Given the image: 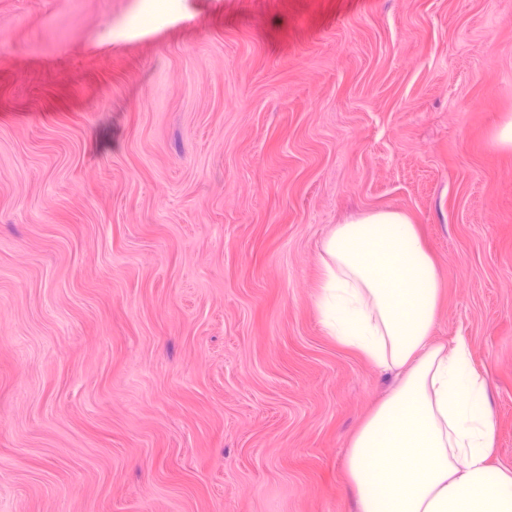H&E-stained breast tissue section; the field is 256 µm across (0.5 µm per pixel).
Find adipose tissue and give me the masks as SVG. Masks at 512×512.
I'll return each mask as SVG.
<instances>
[{
  "instance_id": "adipose-tissue-1",
  "label": "adipose tissue",
  "mask_w": 512,
  "mask_h": 512,
  "mask_svg": "<svg viewBox=\"0 0 512 512\" xmlns=\"http://www.w3.org/2000/svg\"><path fill=\"white\" fill-rule=\"evenodd\" d=\"M321 261L325 333L398 376L348 446L358 512H512V469L489 461L487 383L465 340H432L441 283L410 218L379 210L336 225Z\"/></svg>"
}]
</instances>
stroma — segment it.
I'll return each mask as SVG.
<instances>
[{
  "mask_svg": "<svg viewBox=\"0 0 512 512\" xmlns=\"http://www.w3.org/2000/svg\"><path fill=\"white\" fill-rule=\"evenodd\" d=\"M512 0H0V512H358L394 375L321 243L416 224L512 468Z\"/></svg>",
  "mask_w": 512,
  "mask_h": 512,
  "instance_id": "stroma-1",
  "label": "stroma"
}]
</instances>
